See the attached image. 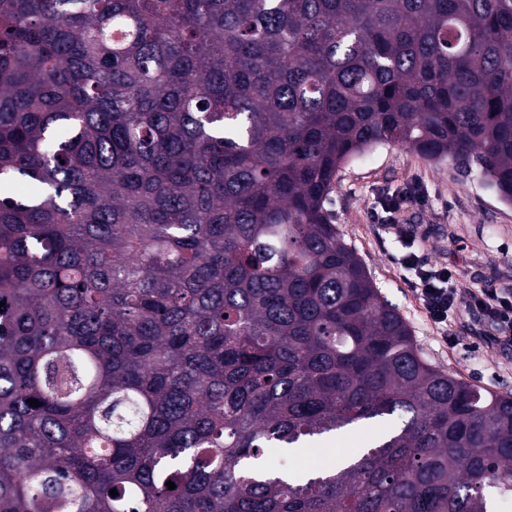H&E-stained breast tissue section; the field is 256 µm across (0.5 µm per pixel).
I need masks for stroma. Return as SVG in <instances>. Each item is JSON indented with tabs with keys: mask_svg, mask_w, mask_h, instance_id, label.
Instances as JSON below:
<instances>
[{
	"mask_svg": "<svg viewBox=\"0 0 512 512\" xmlns=\"http://www.w3.org/2000/svg\"><path fill=\"white\" fill-rule=\"evenodd\" d=\"M359 165L345 163L332 194L339 236L360 257L382 296L397 308L425 358L482 388L512 394V345L490 343L489 317L458 313L434 324L394 260L402 246L374 219L382 200L412 188L400 212L416 227L429 262L455 272L461 296L483 288L512 289V204L503 202L477 170L451 160L430 161L404 148L379 145Z\"/></svg>",
	"mask_w": 512,
	"mask_h": 512,
	"instance_id": "stroma-1",
	"label": "stroma"
}]
</instances>
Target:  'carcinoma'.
<instances>
[{
  "instance_id": "carcinoma-1",
  "label": "carcinoma",
  "mask_w": 512,
  "mask_h": 512,
  "mask_svg": "<svg viewBox=\"0 0 512 512\" xmlns=\"http://www.w3.org/2000/svg\"><path fill=\"white\" fill-rule=\"evenodd\" d=\"M380 144L512 203V0H0V512L512 499V396L425 359L333 224ZM401 421L396 417H391L386 422L383 423H374L373 425H368L363 431H361L360 439L358 441H350V440H337L336 438H329L326 440H321L317 442L314 448H324L328 451L327 455L320 461L318 465H327L330 464L331 459L336 455L343 454L347 452L348 448H355V451L361 450L362 448L367 447V443L370 437L377 431L383 432L388 430H393L395 428L400 427ZM332 441V444L328 445L327 442ZM330 447V448H327ZM314 448H303V449H295L294 451L285 454L279 448H270L269 453L272 457H274L277 461L281 459L288 461V466L297 471L308 472L314 469L315 466L311 465V457L313 455Z\"/></svg>"
}]
</instances>
